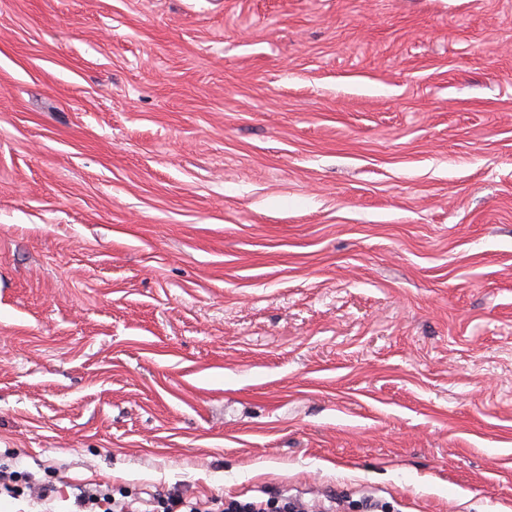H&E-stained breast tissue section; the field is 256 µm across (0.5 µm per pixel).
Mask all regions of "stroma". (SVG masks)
<instances>
[{"instance_id":"1","label":"stroma","mask_w":512,"mask_h":512,"mask_svg":"<svg viewBox=\"0 0 512 512\" xmlns=\"http://www.w3.org/2000/svg\"><path fill=\"white\" fill-rule=\"evenodd\" d=\"M0 469L512 512V0H0Z\"/></svg>"}]
</instances>
